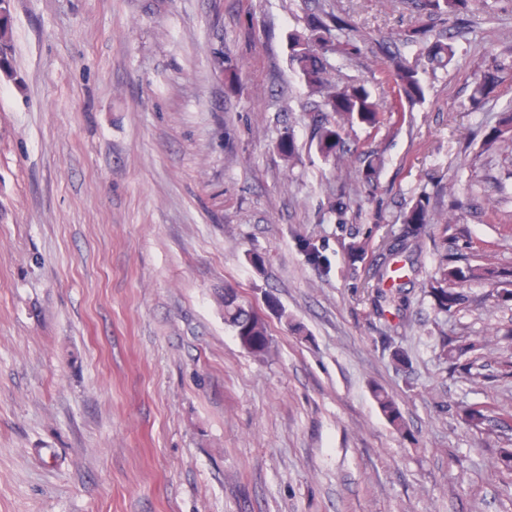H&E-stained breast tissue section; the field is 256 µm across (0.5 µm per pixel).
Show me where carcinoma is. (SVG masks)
Wrapping results in <instances>:
<instances>
[{
  "instance_id": "carcinoma-1",
  "label": "carcinoma",
  "mask_w": 512,
  "mask_h": 512,
  "mask_svg": "<svg viewBox=\"0 0 512 512\" xmlns=\"http://www.w3.org/2000/svg\"><path fill=\"white\" fill-rule=\"evenodd\" d=\"M417 11L432 16H456L467 7L469 0H412ZM349 27L347 20L332 12L314 14L306 20L303 30L290 34L291 63L299 78L312 96L319 97L317 110L309 114L311 142L325 159L336 158L344 150L345 136L354 127L377 129L385 121V112L363 83L339 84L335 69L327 57L338 55L348 57L358 52L357 45L341 38ZM13 33L10 22V8L3 6L0 17V56L4 64L0 70L9 73L11 68V47ZM406 41L420 46L419 57L411 63L398 52L387 55L388 66L396 75L392 88L391 111L402 112L406 105L415 104L425 98L423 74L427 69L447 66L454 56L452 46L445 40L427 38L426 31L415 28L408 31ZM499 85L498 67L487 66L479 70L473 88L471 101L478 107L484 100L496 94ZM512 152V106L501 113L496 126L487 132L479 145L477 156L496 152ZM380 169L378 153L371 151L363 156L359 169L360 182L371 186L377 180ZM434 220L429 201L416 200L403 215L400 241L389 248L392 256L404 257V263L395 266L383 262L375 269L376 284L370 301L374 312L385 315V306L394 305L397 311L406 307L411 282L410 274L418 265L417 247ZM437 229L445 252L439 254L434 275L425 285V293L431 299L434 309L443 314L454 313L469 302V297L459 285L467 281H480L490 288L491 296L505 304L512 301V290L503 284L512 280V270L497 264L494 256L485 254L478 263L469 261L457 264L448 249V231L461 233L456 217L445 214L439 219ZM299 244L307 260L314 266L327 263L321 248L313 240L302 237ZM224 320L233 329L241 345L257 358L265 357L270 349L267 322L249 303L243 301L234 288H224ZM488 341L465 334L438 336V357L456 371L471 370L473 362L463 363L461 359L485 349ZM374 397L387 420L395 429L404 428V420L395 398L383 390H374ZM463 423L471 430L483 432L493 422L482 406H465L459 411Z\"/></svg>"
}]
</instances>
